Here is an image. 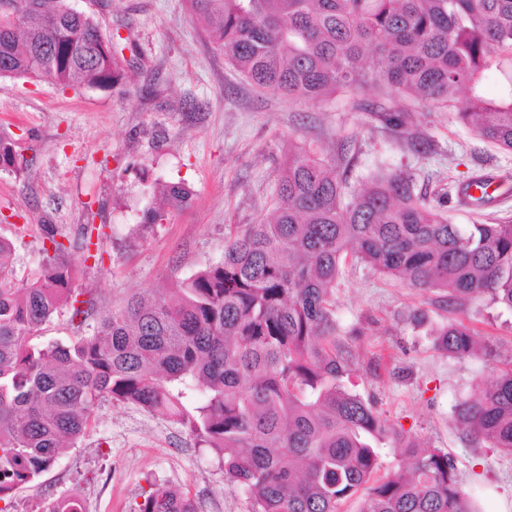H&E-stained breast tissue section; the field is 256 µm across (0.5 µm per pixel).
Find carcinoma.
Listing matches in <instances>:
<instances>
[{
  "mask_svg": "<svg viewBox=\"0 0 512 512\" xmlns=\"http://www.w3.org/2000/svg\"><path fill=\"white\" fill-rule=\"evenodd\" d=\"M0 9V77L49 76L62 88L102 87L123 78L126 48L67 0H11ZM225 60L251 84L290 98L341 94L356 111L419 145L413 106L456 119L512 150V0H186ZM496 73L499 92L481 91ZM376 86L391 95L369 104ZM469 95L458 97L461 89ZM22 165L0 137V169ZM474 173L456 196L431 204L413 173L376 176L358 188L347 170L311 147L295 146L277 174L271 217L227 238L224 259L176 288L135 293L97 319L93 334L67 344H31L64 307L87 316L66 247L46 230L53 256L19 283L12 244L0 238V512L12 491L55 462L87 431L101 399L130 403L187 425L198 444L224 459L229 480L253 512H340L364 493L361 512H479L448 454L405 448L406 465L372 482L390 428L348 391V352L336 342L332 295L354 257L410 288L437 290L448 304L487 298L512 309V218L452 224L448 204L481 209ZM451 355L477 347L463 323L434 331ZM456 420L476 443L512 453V366ZM42 512H82L59 497ZM138 512H198L195 500L164 486Z\"/></svg>",
  "mask_w": 512,
  "mask_h": 512,
  "instance_id": "carcinoma-1",
  "label": "carcinoma"
}]
</instances>
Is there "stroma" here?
<instances>
[{
	"label": "stroma",
	"mask_w": 512,
	"mask_h": 512,
	"mask_svg": "<svg viewBox=\"0 0 512 512\" xmlns=\"http://www.w3.org/2000/svg\"><path fill=\"white\" fill-rule=\"evenodd\" d=\"M69 4L133 43L126 76L109 89L0 78V136L24 160L0 170V236L13 246L15 278L26 282L50 245L46 228H54L96 314L130 294L177 287L220 261L226 237L272 212L275 176L292 143L352 163L353 186L381 171H410L430 199L456 192L477 170L512 176V152L476 137L449 111L413 112L415 129L436 145L420 155L345 97L295 101L253 86L226 63L185 0ZM172 184L190 190L188 205L165 206ZM160 207L164 219L149 223ZM335 312L338 342L351 354L344 384L394 432L380 446L377 478L399 469L413 441L448 453L481 512H512V454L471 442L455 417L458 402L512 360V312L485 298L448 305L440 292L407 287L351 256ZM459 321L478 340H492L493 352L456 358L439 350L435 329ZM159 485L188 493L203 512H252L220 456L186 427L109 399L85 436L18 487L13 501L15 512H41L45 499L77 493L83 512H138Z\"/></svg>",
	"instance_id": "1"
}]
</instances>
